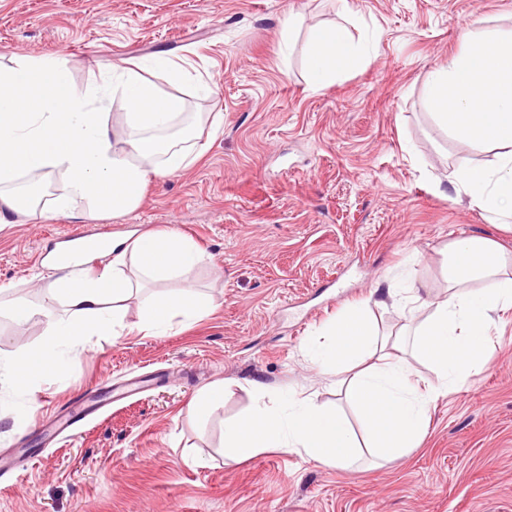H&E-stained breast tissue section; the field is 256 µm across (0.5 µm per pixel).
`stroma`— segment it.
<instances>
[{
    "label": "stroma",
    "instance_id": "35a3bbf8",
    "mask_svg": "<svg viewBox=\"0 0 512 512\" xmlns=\"http://www.w3.org/2000/svg\"><path fill=\"white\" fill-rule=\"evenodd\" d=\"M295 16L292 49L281 31ZM346 27L373 45L369 64L312 89L310 32ZM512 36V0H0V63L60 55L94 89L136 64L191 111L220 112L203 155L157 177L132 213L90 220L18 217L0 224V303L38 302L57 237L176 231L202 260L143 280L120 335L90 337L31 384L0 382V455L18 462L0 512H512V309L493 315L486 363L430 409L428 434L403 459L347 469L284 448L225 457V419L253 404L251 382L350 410L338 374L311 361L326 324L366 300L380 333L407 324L414 301L448 291L451 241L480 236L512 253V230L457 195L454 170L495 152L457 140L423 106L429 73L471 31ZM169 60L212 88L167 82ZM193 286L213 312L163 336L137 328L143 301ZM41 318L0 315V357L44 347ZM222 380L207 419L188 405ZM77 395L94 412L36 440Z\"/></svg>",
    "mask_w": 512,
    "mask_h": 512
}]
</instances>
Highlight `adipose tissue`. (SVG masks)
<instances>
[{"label": "adipose tissue", "instance_id": "1", "mask_svg": "<svg viewBox=\"0 0 512 512\" xmlns=\"http://www.w3.org/2000/svg\"><path fill=\"white\" fill-rule=\"evenodd\" d=\"M369 61L345 27L318 28L309 37L306 70L312 87H325ZM115 86L127 110L123 122L112 125L106 98L73 84L62 60L30 57L0 66V224L18 214L36 219L79 207L91 218L126 214L139 206L150 179L192 164L183 144L194 138V128L172 129L186 108L184 99L132 68L122 70ZM423 105L468 145L495 149L494 165L463 167L453 185L493 222L512 225V40L470 34L454 56L430 72ZM56 171L64 173L66 185L49 209L27 201L14 186L20 176ZM101 253L109 259L102 273L77 274L56 264L39 289L40 304L11 302L10 318L23 324L41 315L48 339L44 348L12 357L9 379L35 381L60 366L59 349L75 351L88 337L117 335L125 304L136 293L126 264L168 278L201 260L174 231L116 238ZM486 278L492 288L468 291L469 283ZM448 279L447 298L436 302L413 333L379 334L370 305L363 302L338 314L327 326V343L314 350L312 360L320 368L345 372L343 393L359 414L364 438H357L340 410L313 399L267 404L268 389L255 382L253 410L224 424L225 456L241 461L285 448L321 466L345 468L366 451L393 461L417 447L432 405L483 367L493 313L512 308V257L488 239L451 242ZM210 309L208 299L186 287L146 302L138 328L162 335L192 325ZM412 357L431 369L434 382L419 384L409 367Z\"/></svg>", "mask_w": 512, "mask_h": 512}]
</instances>
